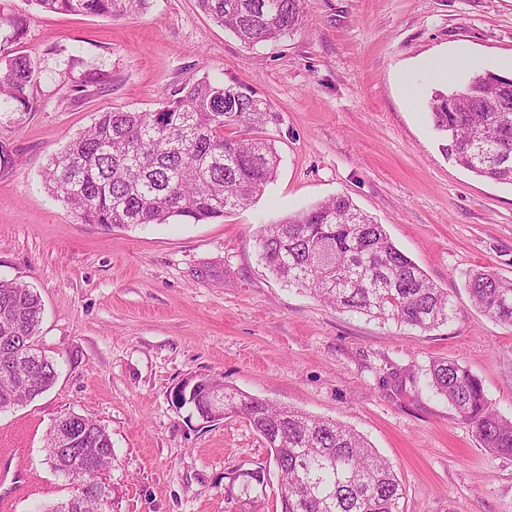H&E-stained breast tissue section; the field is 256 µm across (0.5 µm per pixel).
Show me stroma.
<instances>
[{
    "label": "stroma",
    "mask_w": 512,
    "mask_h": 512,
    "mask_svg": "<svg viewBox=\"0 0 512 512\" xmlns=\"http://www.w3.org/2000/svg\"><path fill=\"white\" fill-rule=\"evenodd\" d=\"M293 34L247 46L197 0H149L120 19L39 11L23 20L37 105L0 111V279L44 304L39 344L55 385L0 413V448H22L40 487L12 512L73 492L46 462L68 413L105 425L114 458L108 512H276L270 450L244 419L208 422L176 390L203 376L362 434L402 482L399 512H512V457L482 448L428 376L437 358L476 375L512 417V326L472 302L470 271L512 279V186L474 176L441 150L426 85L402 76L460 49L512 76V0H303ZM98 84L82 85L89 70ZM243 83L267 102L276 178L251 207L199 224L170 219L107 231L48 193L49 158L99 113L152 112L201 77ZM337 195L383 224L457 315L423 332L340 312L289 286L259 258L255 233ZM265 468L263 481L252 474Z\"/></svg>",
    "instance_id": "1"
}]
</instances>
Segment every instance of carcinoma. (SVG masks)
<instances>
[{
    "mask_svg": "<svg viewBox=\"0 0 512 512\" xmlns=\"http://www.w3.org/2000/svg\"><path fill=\"white\" fill-rule=\"evenodd\" d=\"M43 12L122 18L148 0H31ZM200 7L245 45L284 38L303 22L301 0H198ZM24 30L0 14V109L30 112L35 67L18 50ZM509 78L476 75L430 102L445 156L473 174L512 185V88ZM272 119L252 89L207 77L174 88L156 112H102L44 171L48 191L84 224L106 230L198 224L252 205L274 181L279 156L270 140L224 134L238 126L261 130ZM261 259L279 279L309 290L342 312L429 331L456 309L448 293L391 240L383 225L346 195L303 210L257 233ZM465 287L490 318L512 326V280L474 270ZM43 307L29 286L0 280V413L47 392L55 361L37 344ZM434 390L454 407L483 448L512 456V419L496 411L481 381L447 358L433 360ZM224 408L246 420L264 440L279 473L281 512H398L402 485L391 464L354 430L291 406L263 404L224 382ZM74 439L56 448L46 434L51 469L74 474V494L42 512H105L101 472L112 463L106 427L82 414L54 421Z\"/></svg>",
    "mask_w": 512,
    "mask_h": 512,
    "instance_id": "carcinoma-1",
    "label": "carcinoma"
}]
</instances>
